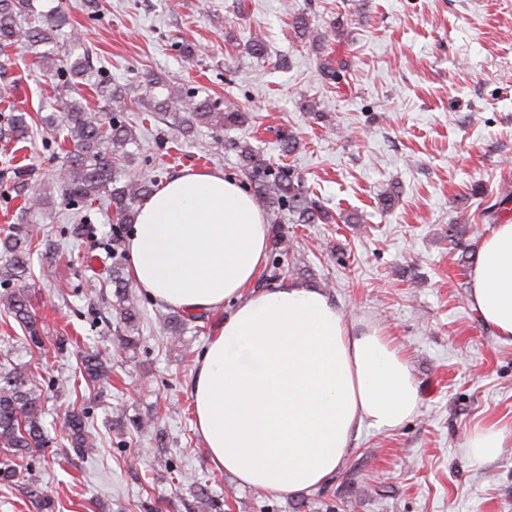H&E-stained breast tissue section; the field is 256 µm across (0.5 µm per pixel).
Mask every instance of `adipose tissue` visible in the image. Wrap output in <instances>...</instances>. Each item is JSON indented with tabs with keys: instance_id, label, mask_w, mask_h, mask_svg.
<instances>
[{
	"instance_id": "1",
	"label": "adipose tissue",
	"mask_w": 512,
	"mask_h": 512,
	"mask_svg": "<svg viewBox=\"0 0 512 512\" xmlns=\"http://www.w3.org/2000/svg\"><path fill=\"white\" fill-rule=\"evenodd\" d=\"M269 226L222 171L186 169L139 206L127 240L130 276L185 314L221 313L193 373L196 430L211 463L271 495L332 478L362 426L390 430L420 396L380 327L348 322L320 289L253 284ZM473 310L512 339V223L492 225L468 274Z\"/></svg>"
}]
</instances>
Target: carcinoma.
I'll return each mask as SVG.
<instances>
[{
  "mask_svg": "<svg viewBox=\"0 0 512 512\" xmlns=\"http://www.w3.org/2000/svg\"><path fill=\"white\" fill-rule=\"evenodd\" d=\"M68 24L62 8H53L45 14L36 12L33 0H0V76L14 64L11 53L29 52L45 72L54 77V92L60 115L44 121L46 133L58 146L67 145L64 162L55 179V190L71 203L73 226L63 231L78 240L91 223L89 207L99 201L112 209L118 224H133L137 203L154 192L157 176H127L123 162L128 158V146L137 142L136 126L130 124L127 112L131 105H142L153 114L170 115L181 135L189 136L201 126L215 133L248 122V115L239 109L209 95L200 97L193 89L163 94L158 88L163 82L146 78L132 91L114 86L99 69L89 62V50L78 52L75 42L57 39L58 31ZM289 26L296 38L305 40L311 35L310 22L302 14L292 16ZM347 63L328 62L322 68L325 79L339 83ZM86 85L94 89L103 102V109L94 110L78 93ZM31 115L23 108H14L8 117L6 130L10 138L24 142L30 136ZM241 160V172L254 186L255 196L278 223L283 212L296 218L298 224H328L332 214L318 205L312 191L289 165L277 167L261 158L247 141L235 144ZM28 184L20 177L14 182L15 196L24 200L22 209L42 210L51 204L53 191H44L36 198L27 194ZM119 239H114L112 250V283L115 284L117 325L124 327L129 336L124 344L135 347L141 337L138 330L139 312L132 294V285L122 276ZM55 249L49 239H39L27 231L16 230L0 239V248L9 259L0 265V283L7 285L0 294V304L27 333L26 339L40 343L39 326L32 308V288L29 258L32 251ZM80 375L90 384L109 378L107 360L99 350L82 356ZM44 418L42 389L33 379L32 372L14 362L0 361V485L9 486L17 481L20 470L17 459L49 442ZM90 416L76 405L66 410L63 427L67 432L71 451L79 459L96 452L97 441L89 431ZM24 494L36 505L38 512H56L54 499L39 481H26Z\"/></svg>",
  "mask_w": 512,
  "mask_h": 512,
  "instance_id": "1",
  "label": "carcinoma"
}]
</instances>
